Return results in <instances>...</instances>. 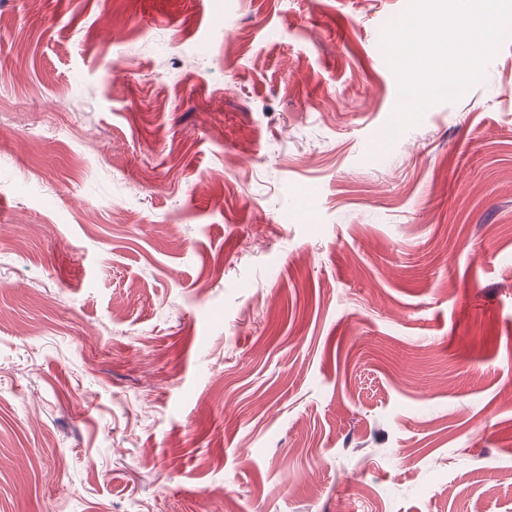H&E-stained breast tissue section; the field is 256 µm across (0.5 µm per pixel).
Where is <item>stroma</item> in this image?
I'll use <instances>...</instances> for the list:
<instances>
[{
  "label": "stroma",
  "instance_id": "stroma-1",
  "mask_svg": "<svg viewBox=\"0 0 512 512\" xmlns=\"http://www.w3.org/2000/svg\"><path fill=\"white\" fill-rule=\"evenodd\" d=\"M409 0H0V512H512V30L386 143Z\"/></svg>",
  "mask_w": 512,
  "mask_h": 512
}]
</instances>
